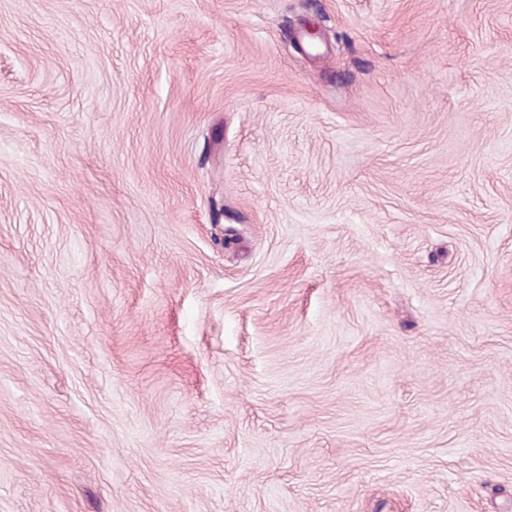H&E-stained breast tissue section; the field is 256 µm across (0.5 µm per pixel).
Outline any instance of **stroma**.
<instances>
[{
    "label": "stroma",
    "mask_w": 512,
    "mask_h": 512,
    "mask_svg": "<svg viewBox=\"0 0 512 512\" xmlns=\"http://www.w3.org/2000/svg\"><path fill=\"white\" fill-rule=\"evenodd\" d=\"M0 512H512V0H0Z\"/></svg>",
    "instance_id": "stroma-1"
}]
</instances>
